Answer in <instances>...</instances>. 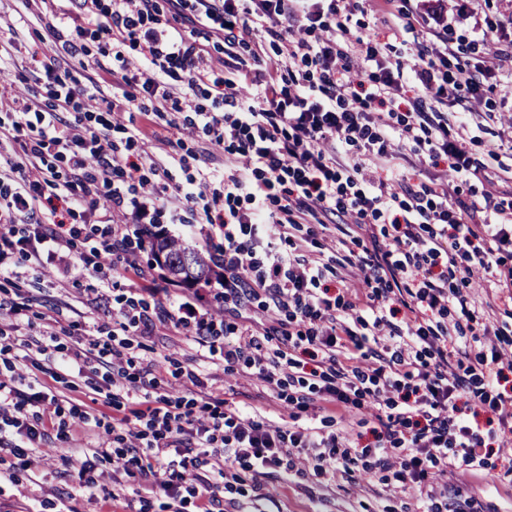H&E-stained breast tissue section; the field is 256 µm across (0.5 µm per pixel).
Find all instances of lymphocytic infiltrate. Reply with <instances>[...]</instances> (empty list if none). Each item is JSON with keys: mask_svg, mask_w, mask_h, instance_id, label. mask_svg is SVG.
<instances>
[{"mask_svg": "<svg viewBox=\"0 0 512 512\" xmlns=\"http://www.w3.org/2000/svg\"><path fill=\"white\" fill-rule=\"evenodd\" d=\"M471 30L448 20V0H7L0 5V276L19 260L70 244L63 215L83 207L101 223L92 268L106 280L125 223L215 224L224 231L218 294L234 320L217 325L190 297L164 317L199 344L181 373L194 408L161 395L153 361L129 355L115 333H151L156 313L128 299L109 311L112 332L65 347L54 326L19 340L27 304L0 297L11 334L0 342V485L34 479L49 438L68 498L120 505L135 483L137 512H224V495L260 491L262 477L304 466L335 476L352 462L344 430L257 420L206 392L204 367L243 365L297 406L322 393L332 418L368 408L375 448L403 449L398 488L448 495L449 471H475L512 434V352L486 322L512 304V166L499 149L474 153L476 112H492L512 148V30L498 0ZM39 36L38 67L17 55ZM136 112L138 125L125 116ZM170 129L204 135L184 181L163 160L143 167L133 145ZM126 130L125 140L115 134ZM481 197L463 198L461 184ZM304 224L332 225L335 256L294 242ZM467 253L470 264L458 267ZM340 285L331 291L327 272ZM458 272L456 285L448 275ZM483 272L495 293L471 291ZM265 323L247 317L252 304ZM458 322L447 325L449 309ZM480 349L462 356L468 336ZM56 375L93 367L104 405L135 395L139 423L113 416L112 438L74 446L68 419L101 428L81 400L15 377L19 362ZM112 471L111 487L100 481Z\"/></svg>", "mask_w": 512, "mask_h": 512, "instance_id": "1", "label": "lymphocytic infiltrate"}]
</instances>
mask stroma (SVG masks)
Instances as JSON below:
<instances>
[{"instance_id":"1","label":"stroma","mask_w":512,"mask_h":512,"mask_svg":"<svg viewBox=\"0 0 512 512\" xmlns=\"http://www.w3.org/2000/svg\"><path fill=\"white\" fill-rule=\"evenodd\" d=\"M67 226L74 231L75 243L56 248L48 260L38 265H21L18 273L9 278L0 277V289L17 301L30 306L31 335H39L48 319H56L62 342L97 335L104 317L89 314L85 302L94 293H102L104 309L118 307L127 298L142 299L144 288L156 286L168 288L171 294H185L182 286L168 285L163 271L152 265L149 256L140 245H133L134 258L142 271L135 277L122 270L112 271L107 282H98L85 273L84 267L92 257L91 246L97 236L94 226L81 216L67 219ZM131 354L153 358L162 377L161 394H177L178 374L190 364L198 348L193 337L185 335L172 323L157 324L146 336L129 339ZM209 372L217 392L224 399L238 405H249L254 417L277 415L296 416L298 424L307 419H321L319 410L302 412L290 401L291 388L270 389L263 383L245 377L239 372H225L223 366L210 367ZM43 382L59 394L73 395L81 399L87 409L101 410L102 398L97 389L103 386L101 374L85 371L67 381H53L50 372L40 375ZM353 445L360 448L348 473H337L335 480L316 477H293L282 482L278 476L263 481V498L239 496L230 512H415L417 500L414 492L393 490L384 481V472L376 464L370 452L373 442L371 430L376 422L369 410H352L341 422ZM45 461L44 477L38 484H24L18 494L0 497V512H24L29 498L51 496L58 512H64L68 500L67 480L56 478L52 461L55 457L53 443H45L41 449ZM512 465V445L493 451L485 459V465L473 474L459 471L448 476V507L450 512H512V489L502 486L497 475Z\"/></svg>"}]
</instances>
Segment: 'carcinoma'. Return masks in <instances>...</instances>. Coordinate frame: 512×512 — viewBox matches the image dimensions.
<instances>
[{
    "instance_id": "obj_1",
    "label": "carcinoma",
    "mask_w": 512,
    "mask_h": 512,
    "mask_svg": "<svg viewBox=\"0 0 512 512\" xmlns=\"http://www.w3.org/2000/svg\"><path fill=\"white\" fill-rule=\"evenodd\" d=\"M144 243L153 260L165 271V279L172 285L192 286L201 282L207 285L216 274V260L212 254L195 250L166 232H151Z\"/></svg>"
}]
</instances>
